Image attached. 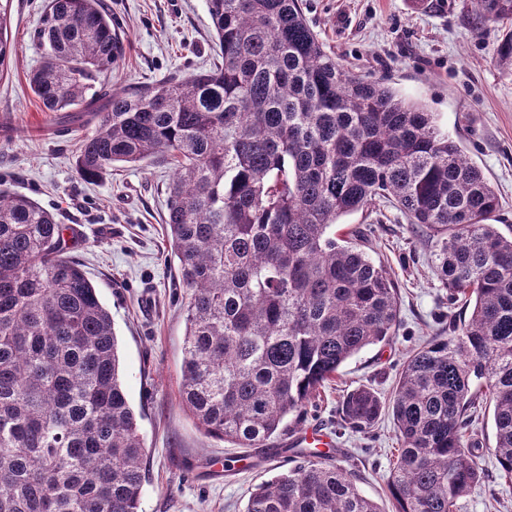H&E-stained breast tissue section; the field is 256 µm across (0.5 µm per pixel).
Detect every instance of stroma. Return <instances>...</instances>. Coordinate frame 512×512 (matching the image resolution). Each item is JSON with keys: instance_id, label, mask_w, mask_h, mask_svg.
I'll return each mask as SVG.
<instances>
[{"instance_id": "obj_1", "label": "stroma", "mask_w": 512, "mask_h": 512, "mask_svg": "<svg viewBox=\"0 0 512 512\" xmlns=\"http://www.w3.org/2000/svg\"><path fill=\"white\" fill-rule=\"evenodd\" d=\"M111 9L123 55L108 81L117 88L182 78L217 60L205 0H103ZM47 0H0L16 46L0 72V117L31 128L0 138V183L38 201L76 229L72 254L110 311L124 363L130 404L145 439L142 512H243L249 492L270 480L287 453L244 450L200 430L180 394L187 290L177 277L166 235L162 164L117 165L87 183L75 173L80 141L93 127L64 136L43 133L55 115L42 111L28 74L41 62L33 40ZM311 28L328 53L350 71L423 103L440 129L458 142L494 186L500 208L492 221L512 232V73L496 62L505 31L479 24L472 0H303ZM356 229L359 248L384 266L398 288L400 326L390 341L364 349L344 365L337 384L308 407L295 432L317 427L338 447L331 464L361 460V492L385 512L392 507L387 476L400 446L394 423L382 417L366 433L337 424L346 393L365 385L382 398L396 387L406 355L436 336L440 316L463 315L451 305L432 268L429 230L381 200L341 218L337 233ZM487 477L464 497L459 512H512V482L496 477L491 410L474 425Z\"/></svg>"}]
</instances>
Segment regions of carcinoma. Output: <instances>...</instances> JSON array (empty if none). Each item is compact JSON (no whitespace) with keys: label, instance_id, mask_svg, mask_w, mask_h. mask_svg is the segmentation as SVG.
Masks as SVG:
<instances>
[{"label":"carcinoma","instance_id":"cac0c4a2","mask_svg":"<svg viewBox=\"0 0 512 512\" xmlns=\"http://www.w3.org/2000/svg\"><path fill=\"white\" fill-rule=\"evenodd\" d=\"M101 0H50L28 75L56 133L95 125L75 168L173 169L167 238L188 290L180 393L206 434L263 448L363 349L399 323L394 280L341 217L376 200L428 228L435 271L469 310L415 349L387 400L348 391L341 421L393 419L394 512H458L485 478L469 428L493 407L499 477L512 479V237L487 220L497 192L433 113L351 73L301 0H206L221 63L117 91ZM485 22L512 0H473ZM11 54L0 11V70ZM512 72V32L498 48ZM68 226L0 188V512H141L144 438L123 381L112 315L70 255ZM244 512H383L355 473L303 453L255 486Z\"/></svg>","mask_w":512,"mask_h":512}]
</instances>
